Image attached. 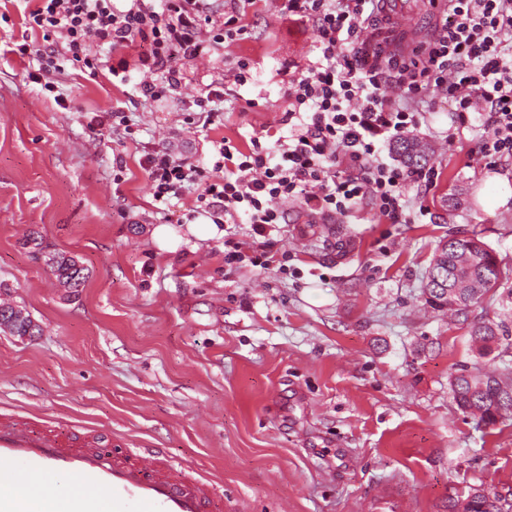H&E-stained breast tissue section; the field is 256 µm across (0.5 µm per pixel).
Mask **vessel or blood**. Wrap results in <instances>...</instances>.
<instances>
[{"mask_svg":"<svg viewBox=\"0 0 512 512\" xmlns=\"http://www.w3.org/2000/svg\"><path fill=\"white\" fill-rule=\"evenodd\" d=\"M0 467L32 489H0V512H217V484L177 473L159 455L112 456L28 418L0 419ZM73 480L77 489L59 484Z\"/></svg>","mask_w":512,"mask_h":512,"instance_id":"vessel-or-blood-1","label":"vessel or blood"}]
</instances>
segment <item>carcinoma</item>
<instances>
[{"instance_id": "obj_1", "label": "carcinoma", "mask_w": 512, "mask_h": 512, "mask_svg": "<svg viewBox=\"0 0 512 512\" xmlns=\"http://www.w3.org/2000/svg\"><path fill=\"white\" fill-rule=\"evenodd\" d=\"M396 154L410 167L428 161L427 147L417 139H404L395 146ZM60 287L73 278V260L64 253L48 256ZM499 262L495 253L476 236H451L437 246L426 276V302L466 323L473 346L481 354L500 344L499 326L482 317L471 318L484 295L496 287ZM504 370L498 374L473 375L461 372L450 379V390L457 407L481 421L494 424L512 414V385L504 377L512 373V346L502 349ZM501 495L472 488L468 494L449 500L448 512H501Z\"/></svg>"}]
</instances>
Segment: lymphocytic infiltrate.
<instances>
[{"label":"lymphocytic infiltrate","mask_w":512,"mask_h":512,"mask_svg":"<svg viewBox=\"0 0 512 512\" xmlns=\"http://www.w3.org/2000/svg\"><path fill=\"white\" fill-rule=\"evenodd\" d=\"M31 0L25 24L45 46H18L35 55L42 89L62 102L55 78L66 67H88L91 46L132 49L134 60L110 65L113 81L133 85L146 100L163 102L181 88V64L209 56L244 33L242 0ZM429 39L399 50L364 39L377 25L380 0H282L285 13L312 21L318 58L288 82L282 124L288 135L276 150L252 139L240 149L214 142L205 165L168 144H144L140 167L155 204L194 194L197 214L236 223L246 216L256 240L250 252L224 255L225 265H261L262 236L287 223V202L314 214L348 217L370 203L390 224L410 223L403 194L411 180L434 183L432 168L406 169L385 162L378 141H390L422 124L419 103L441 96L459 114L483 103L485 115L473 151L485 167L512 158V0H428ZM401 93L387 95V87Z\"/></svg>","instance_id":"f902f5d3"}]
</instances>
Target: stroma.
Masks as SVG:
<instances>
[{"label": "stroma", "mask_w": 512, "mask_h": 512, "mask_svg": "<svg viewBox=\"0 0 512 512\" xmlns=\"http://www.w3.org/2000/svg\"><path fill=\"white\" fill-rule=\"evenodd\" d=\"M24 0L0 14V299L37 325L22 339L0 330V416L96 434L109 453L162 454L174 468L224 488L223 512H448L457 493L512 494V417L485 425L453 402L450 375L500 369L478 355L468 327L425 301L440 240L478 235L500 259L499 285L475 310L512 343V199L480 195L492 177L512 185V162L485 168L445 99L426 103L416 131L435 183L405 187L412 223L388 224L371 205L333 219L288 204L271 232L268 268L228 269L245 222L202 240L186 223L192 196L157 213L136 142L170 143L210 160L212 141L259 138L275 149L282 94L315 60L312 22L281 0L248 8L244 34L222 54L185 63L161 104L113 86L118 53L66 68L64 104L45 97ZM252 81L238 84V61ZM222 86L224 117L198 131L182 102ZM135 125L126 138L112 115ZM460 203L448 208V194ZM181 237L159 249L154 226ZM38 237L41 249L27 240ZM73 256L89 274L67 297L47 254Z\"/></svg>", "instance_id": "stroma-1"}]
</instances>
